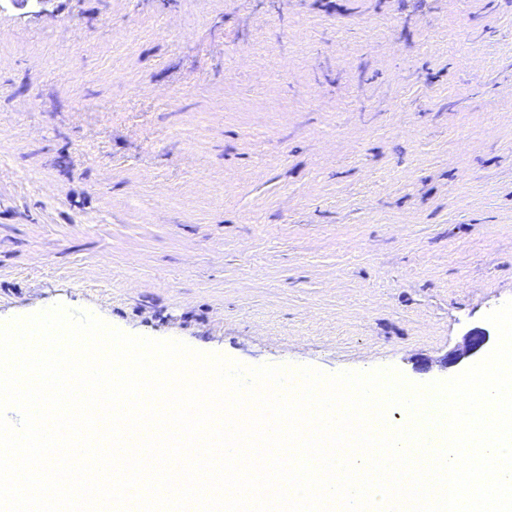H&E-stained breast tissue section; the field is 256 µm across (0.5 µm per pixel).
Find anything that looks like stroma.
<instances>
[{"instance_id":"obj_1","label":"stroma","mask_w":512,"mask_h":512,"mask_svg":"<svg viewBox=\"0 0 512 512\" xmlns=\"http://www.w3.org/2000/svg\"><path fill=\"white\" fill-rule=\"evenodd\" d=\"M512 300V0H0V323L424 385Z\"/></svg>"}]
</instances>
